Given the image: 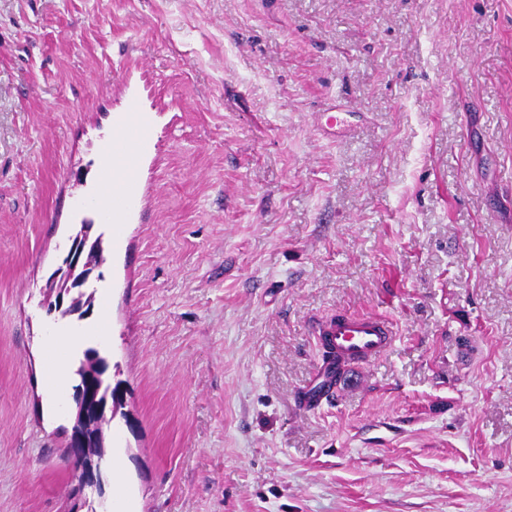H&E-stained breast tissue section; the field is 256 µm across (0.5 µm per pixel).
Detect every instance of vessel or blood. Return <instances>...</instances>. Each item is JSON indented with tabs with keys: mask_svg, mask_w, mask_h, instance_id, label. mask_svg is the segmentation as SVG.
I'll return each instance as SVG.
<instances>
[{
	"mask_svg": "<svg viewBox=\"0 0 512 512\" xmlns=\"http://www.w3.org/2000/svg\"><path fill=\"white\" fill-rule=\"evenodd\" d=\"M345 105H326L316 118V127L333 136L350 124ZM152 127L146 117L125 115L117 120L116 139L107 148L100 175L103 197L110 204L111 215L130 208L136 197L145 149L152 140ZM311 332L329 349L338 362L337 376L346 369L371 363L380 358L394 341V329L382 315L339 311L323 320Z\"/></svg>",
	"mask_w": 512,
	"mask_h": 512,
	"instance_id": "1",
	"label": "vessel or blood"
}]
</instances>
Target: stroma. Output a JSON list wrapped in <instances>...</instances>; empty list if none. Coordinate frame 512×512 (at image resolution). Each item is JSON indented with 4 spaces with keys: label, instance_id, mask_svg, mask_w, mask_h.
Returning a JSON list of instances; mask_svg holds the SVG:
<instances>
[{
    "label": "stroma",
    "instance_id": "35a3bbf8",
    "mask_svg": "<svg viewBox=\"0 0 512 512\" xmlns=\"http://www.w3.org/2000/svg\"><path fill=\"white\" fill-rule=\"evenodd\" d=\"M131 111L153 137L108 223ZM85 220L93 310L48 314ZM105 305L94 512H512V0H0V512H68L80 358L48 341ZM339 310L398 339L309 410ZM345 105L330 103L317 114L316 127L324 135L336 137V133L345 130L350 124L352 112H346ZM152 135V127L145 116L136 121L129 114L117 119L116 140L105 152L100 175L102 196L110 204V213L103 212L111 221L113 216H120L136 200L140 168ZM112 166L121 171V180L116 185H112Z\"/></svg>",
    "mask_w": 512,
    "mask_h": 512
}]
</instances>
